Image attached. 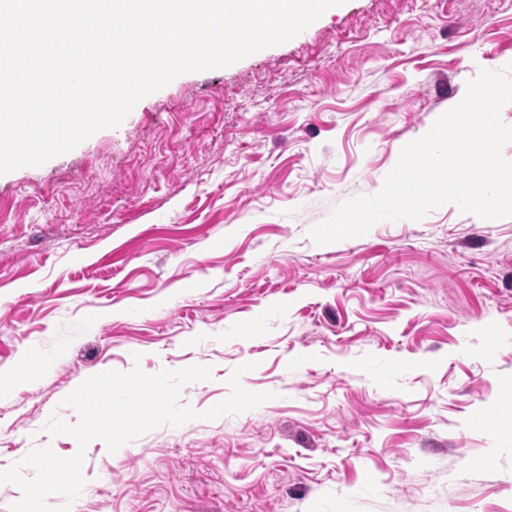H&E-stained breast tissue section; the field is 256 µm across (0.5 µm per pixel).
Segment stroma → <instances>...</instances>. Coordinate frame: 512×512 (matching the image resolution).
<instances>
[{
  "instance_id": "35a3bbf8",
  "label": "stroma",
  "mask_w": 512,
  "mask_h": 512,
  "mask_svg": "<svg viewBox=\"0 0 512 512\" xmlns=\"http://www.w3.org/2000/svg\"><path fill=\"white\" fill-rule=\"evenodd\" d=\"M510 63L512 0H345L0 175V470L76 453L43 427L88 377L206 365L71 512H512V217L309 235ZM250 362L272 400L202 419Z\"/></svg>"
}]
</instances>
